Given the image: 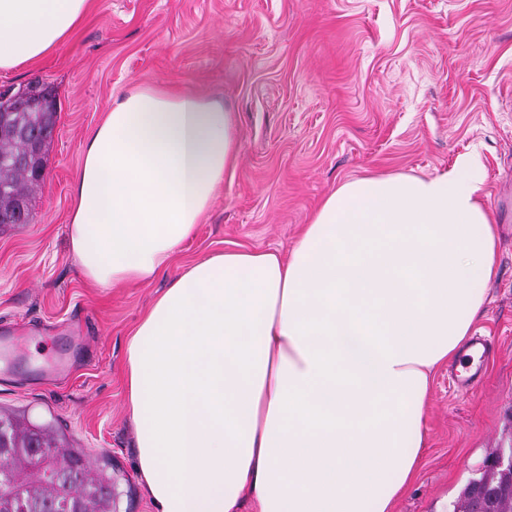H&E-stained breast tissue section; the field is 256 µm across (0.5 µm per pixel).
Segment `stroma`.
<instances>
[{"mask_svg":"<svg viewBox=\"0 0 512 512\" xmlns=\"http://www.w3.org/2000/svg\"><path fill=\"white\" fill-rule=\"evenodd\" d=\"M54 86L57 118L30 223L0 227V329L29 328L0 370V410L49 422L89 469L108 465L112 512H153L135 471L127 340L169 275L231 248L287 252L320 202L368 174L429 176L480 151L497 269L473 333L478 386L433 377L424 464L396 512H446L512 412V0H97L56 51L0 72V91ZM163 85L238 115L239 158L168 274L95 288L67 220L80 143L115 96Z\"/></svg>","mask_w":512,"mask_h":512,"instance_id":"35a3bbf8","label":"stroma"}]
</instances>
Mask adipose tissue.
<instances>
[{"label": "adipose tissue", "mask_w": 512, "mask_h": 512, "mask_svg": "<svg viewBox=\"0 0 512 512\" xmlns=\"http://www.w3.org/2000/svg\"><path fill=\"white\" fill-rule=\"evenodd\" d=\"M93 0H0V72L41 61ZM237 116L124 93L81 144L68 239L101 288L152 282L237 156ZM479 153L363 176L288 254L230 249L173 276L126 345L136 471L154 512H394L416 478L430 375L458 357L497 263Z\"/></svg>", "instance_id": "obj_1"}]
</instances>
